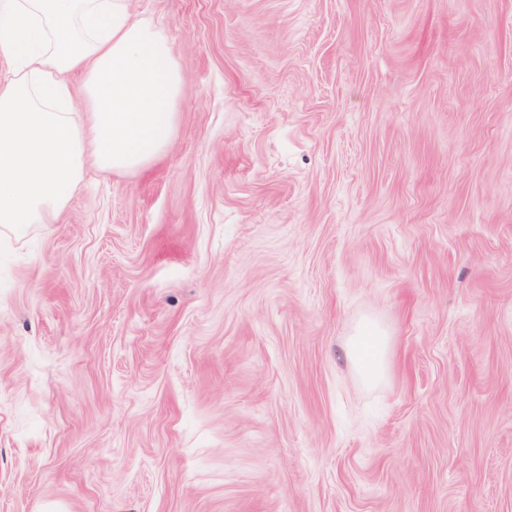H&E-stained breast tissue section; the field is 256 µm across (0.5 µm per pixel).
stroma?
Segmentation results:
<instances>
[{"mask_svg": "<svg viewBox=\"0 0 512 512\" xmlns=\"http://www.w3.org/2000/svg\"><path fill=\"white\" fill-rule=\"evenodd\" d=\"M132 6L176 127L0 237V512H512V0ZM387 350V337L376 324L367 322L357 328L348 343V354L363 382L375 384L384 377Z\"/></svg>", "mask_w": 512, "mask_h": 512, "instance_id": "35a3bbf8", "label": "stroma"}]
</instances>
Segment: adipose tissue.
I'll list each match as a JSON object with an SVG mask.
<instances>
[{
  "label": "adipose tissue",
  "instance_id": "ef3b65f1",
  "mask_svg": "<svg viewBox=\"0 0 512 512\" xmlns=\"http://www.w3.org/2000/svg\"><path fill=\"white\" fill-rule=\"evenodd\" d=\"M0 56V230L61 220L90 169L139 170L170 143L182 83L130 0H0ZM387 350L376 324L357 328L348 354L363 382L383 378Z\"/></svg>",
  "mask_w": 512,
  "mask_h": 512
}]
</instances>
